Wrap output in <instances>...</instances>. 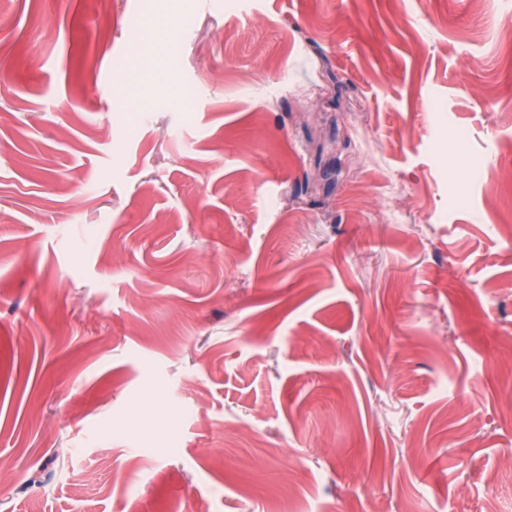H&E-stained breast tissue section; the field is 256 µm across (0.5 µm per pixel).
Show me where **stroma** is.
Segmentation results:
<instances>
[{
	"mask_svg": "<svg viewBox=\"0 0 512 512\" xmlns=\"http://www.w3.org/2000/svg\"><path fill=\"white\" fill-rule=\"evenodd\" d=\"M511 230L512 0H0V512H512Z\"/></svg>",
	"mask_w": 512,
	"mask_h": 512,
	"instance_id": "stroma-1",
	"label": "stroma"
}]
</instances>
